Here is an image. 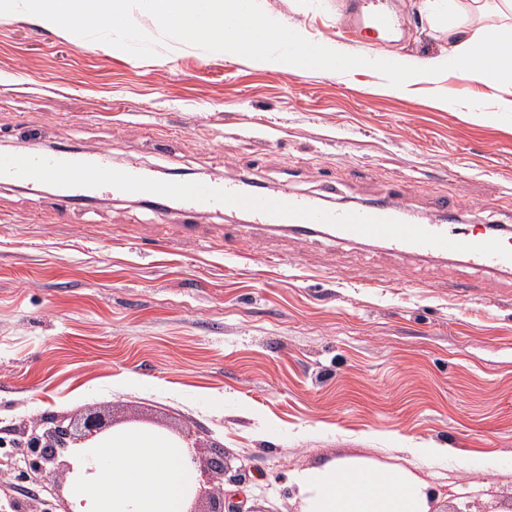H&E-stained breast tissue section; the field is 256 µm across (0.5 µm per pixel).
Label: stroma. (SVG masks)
Segmentation results:
<instances>
[{"label":"stroma","instance_id":"stroma-1","mask_svg":"<svg viewBox=\"0 0 512 512\" xmlns=\"http://www.w3.org/2000/svg\"><path fill=\"white\" fill-rule=\"evenodd\" d=\"M420 0H388L406 35L342 29L335 0H264L338 52L436 59L447 32ZM512 99L440 69L395 88L355 73L271 67L174 40L139 58L29 14H0V154L108 150L115 166L255 182L355 205L457 202L512 226ZM240 252L231 259L225 243ZM223 447L224 487L252 512H299L293 470L341 456L424 466L512 512V273L270 232L238 214L162 215L134 196L78 207L0 183V512H69L24 431L45 415Z\"/></svg>","mask_w":512,"mask_h":512}]
</instances>
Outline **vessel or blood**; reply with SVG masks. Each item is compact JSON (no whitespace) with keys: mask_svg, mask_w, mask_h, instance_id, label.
Instances as JSON below:
<instances>
[{"mask_svg":"<svg viewBox=\"0 0 512 512\" xmlns=\"http://www.w3.org/2000/svg\"><path fill=\"white\" fill-rule=\"evenodd\" d=\"M344 22L358 30H373L377 38L396 35L400 23L385 0H344ZM0 180L27 186L53 184L68 200H87L90 194H132L157 205L180 201L196 215L216 210L242 212L277 230L304 237L334 236L350 244H377L396 253L425 258H465L491 272L512 271V229L473 232L461 228L458 211L446 197L433 201V216L403 219V207L394 201H375L329 208L310 195L267 194L246 190L231 182L213 180L163 181L135 166H113L106 152L80 156L70 151L0 154Z\"/></svg>","mask_w":512,"mask_h":512,"instance_id":"1","label":"vessel or blood"}]
</instances>
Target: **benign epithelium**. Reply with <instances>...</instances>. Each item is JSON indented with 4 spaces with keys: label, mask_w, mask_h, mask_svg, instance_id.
Segmentation results:
<instances>
[{
    "label": "benign epithelium",
    "mask_w": 512,
    "mask_h": 512,
    "mask_svg": "<svg viewBox=\"0 0 512 512\" xmlns=\"http://www.w3.org/2000/svg\"><path fill=\"white\" fill-rule=\"evenodd\" d=\"M105 428V420L96 413L87 415L77 427L55 416L46 417L34 425L26 447L36 454L39 469L48 471L50 477L62 484L68 482L73 471L72 465L62 459L64 450L104 432ZM198 464L203 483L197 499L206 501L209 507L205 511L192 507L189 512H244V503L226 500L219 490L225 472L224 453L218 450L212 457L199 459Z\"/></svg>",
    "instance_id": "obj_1"
}]
</instances>
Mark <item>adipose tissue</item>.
<instances>
[{
  "label": "adipose tissue",
  "instance_id": "adipose-tissue-1",
  "mask_svg": "<svg viewBox=\"0 0 512 512\" xmlns=\"http://www.w3.org/2000/svg\"><path fill=\"white\" fill-rule=\"evenodd\" d=\"M458 0H423L438 19H449L448 54L454 64L473 65L474 80L512 85V39L505 26L453 24ZM491 56L488 68L475 62ZM403 465H383L363 457L339 458L295 470L300 512H435L441 492L421 471L422 463L447 457L444 448L410 449ZM180 437L147 425H130L79 444L71 464L82 474L69 488L72 512H188L202 477L190 463Z\"/></svg>",
  "mask_w": 512,
  "mask_h": 512
}]
</instances>
